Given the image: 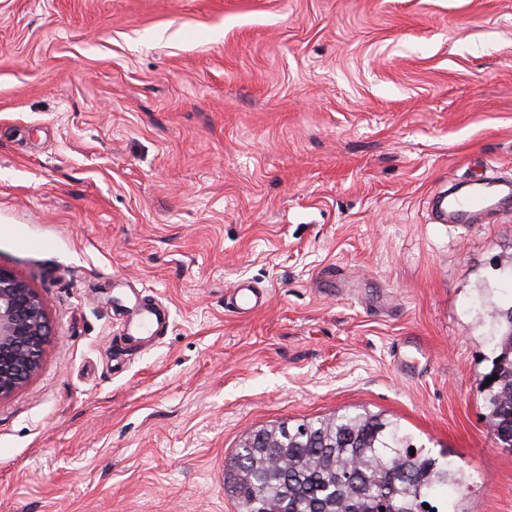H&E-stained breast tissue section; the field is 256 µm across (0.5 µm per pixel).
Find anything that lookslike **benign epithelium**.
Here are the masks:
<instances>
[{
	"mask_svg": "<svg viewBox=\"0 0 512 512\" xmlns=\"http://www.w3.org/2000/svg\"><path fill=\"white\" fill-rule=\"evenodd\" d=\"M51 326L45 302L25 281L0 269V399L12 394L37 372L50 341ZM258 437L249 447L258 449L247 461L234 460L246 472L258 466L257 454L266 446Z\"/></svg>",
	"mask_w": 512,
	"mask_h": 512,
	"instance_id": "1",
	"label": "benign epithelium"
}]
</instances>
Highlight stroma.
Here are the masks:
<instances>
[{"label":"stroma","instance_id":"1","mask_svg":"<svg viewBox=\"0 0 512 512\" xmlns=\"http://www.w3.org/2000/svg\"><path fill=\"white\" fill-rule=\"evenodd\" d=\"M486 168L512 0H0V269L52 326L0 399V512H241L250 432L362 410L512 512L481 393L512 209L426 208ZM116 288L170 311L120 358ZM233 305L239 314H251L262 308L267 300L263 288L247 282H238L231 289Z\"/></svg>","mask_w":512,"mask_h":512}]
</instances>
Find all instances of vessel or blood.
<instances>
[{
    "instance_id": "b4317fda",
    "label": "vessel or blood",
    "mask_w": 512,
    "mask_h": 512,
    "mask_svg": "<svg viewBox=\"0 0 512 512\" xmlns=\"http://www.w3.org/2000/svg\"><path fill=\"white\" fill-rule=\"evenodd\" d=\"M512 201V177H477L463 189L448 193L446 203H433L432 210L443 224H473L483 215L501 210ZM231 296L238 313L250 314L262 308L267 300L264 289L247 282L236 283ZM168 320L165 307L151 301L136 303L123 319L124 339L127 344L138 345L146 339L158 336Z\"/></svg>"
}]
</instances>
